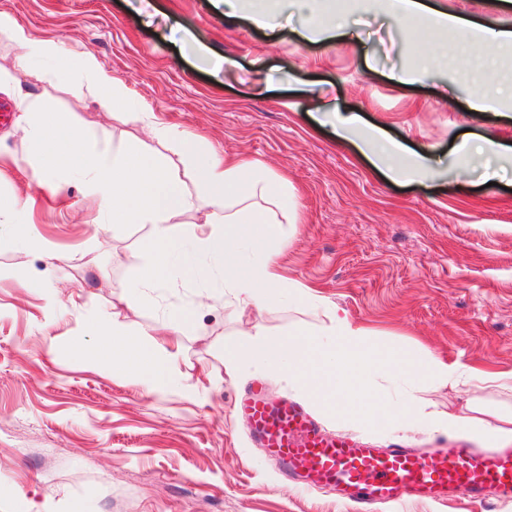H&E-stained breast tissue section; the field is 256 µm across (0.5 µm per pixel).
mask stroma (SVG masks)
<instances>
[{"label": "stroma", "instance_id": "stroma-1", "mask_svg": "<svg viewBox=\"0 0 512 512\" xmlns=\"http://www.w3.org/2000/svg\"><path fill=\"white\" fill-rule=\"evenodd\" d=\"M431 3L512 29V0ZM0 11L64 55L93 53L134 104L177 135L161 144L120 109L75 101L78 69L50 73L0 30V105L9 113L0 125V201L33 196L30 220L49 248L33 252L0 236V512H17L20 489L37 512H352L336 493L279 476L234 412L236 397L258 381L270 397H291L287 378L255 370L233 382L224 370L225 344L258 331L275 339L315 316L299 303L243 313L220 301L206 307L202 284L180 275L123 301L118 286L145 262L148 228L102 223L76 178L26 186L37 151L19 122L17 88L66 123L92 127L98 150L140 145L174 161L178 139L199 138L204 158L256 162L271 179H287L296 210L277 256L285 277L371 326L378 346L512 371V101L469 110L471 87L487 75L512 86L511 50L481 69V45L461 46L454 33L424 25L408 34L385 0L338 10L349 31L312 43L298 22L262 29L215 0H0ZM190 34L235 67L216 74L198 63ZM422 66L421 81L397 82ZM317 96L435 158L437 178L388 179L337 140ZM486 138L501 144L497 159L477 152ZM465 140L472 149L462 158L455 149ZM488 166L498 185L481 180ZM47 288L59 295L50 319ZM168 313L188 321L180 381L167 392L146 393L134 376L93 364V315L114 317L147 344ZM388 512H512V499H405Z\"/></svg>", "mask_w": 512, "mask_h": 512}]
</instances>
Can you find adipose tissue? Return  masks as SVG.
Here are the masks:
<instances>
[{"instance_id":"ef3b65f1","label":"adipose tissue","mask_w":512,"mask_h":512,"mask_svg":"<svg viewBox=\"0 0 512 512\" xmlns=\"http://www.w3.org/2000/svg\"><path fill=\"white\" fill-rule=\"evenodd\" d=\"M390 11L401 18L430 20L435 28L454 32L461 43L481 42L491 54L512 47V30L472 23L434 9L427 0H390ZM3 27L10 29L27 59L50 62L57 71L70 68V59L52 41L36 37L0 12ZM80 69L84 79L72 86L73 96L82 99L91 94L104 104H123L120 87L92 53L83 55ZM17 98L25 130L42 150L41 160L27 173L30 182L41 186L59 173L79 178L95 197L104 223L148 225L143 249L150 260L121 285L124 299L140 298L145 288L178 273L205 277V270L193 263L179 268L171 263L180 248L171 221L195 208L207 212L199 242L212 255L224 279V291L235 304L262 310L286 298L317 315V323L309 330L272 341L258 337L245 345L225 346L230 380H237L246 368L285 375L294 394L325 418L366 433L414 428L465 435L495 448L512 445V412L495 410L489 401L477 399L442 409L425 396L427 389L454 390L473 380L484 388L512 393V371H481L431 352L379 348L365 323L326 303L313 288L282 276L273 244L282 240L283 233L273 219L246 204L256 193L274 189L252 164L233 159L202 164L194 172L200 194L193 198L182 191L174 166L166 159L136 147H119L109 154L93 151L89 143L94 133L89 128L59 130L55 113L42 109L39 99L23 92ZM336 135L354 143L393 181L435 175L430 157H408L402 144L380 128L365 125L357 115L337 116ZM0 232L28 249L43 248L21 204L0 203ZM91 328L96 338L93 358L101 367L134 375L154 394L176 382L178 345L137 343L103 317L93 318Z\"/></svg>"}]
</instances>
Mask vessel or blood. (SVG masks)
<instances>
[{
	"label": "vessel or blood",
	"instance_id": "vessel-or-blood-1",
	"mask_svg": "<svg viewBox=\"0 0 512 512\" xmlns=\"http://www.w3.org/2000/svg\"><path fill=\"white\" fill-rule=\"evenodd\" d=\"M265 455L305 488L330 489L355 512H383L406 497L445 502L512 495V454L493 448H442L424 454L395 442L380 449L347 433L325 432L299 403L270 400L253 386L235 401Z\"/></svg>",
	"mask_w": 512,
	"mask_h": 512
}]
</instances>
